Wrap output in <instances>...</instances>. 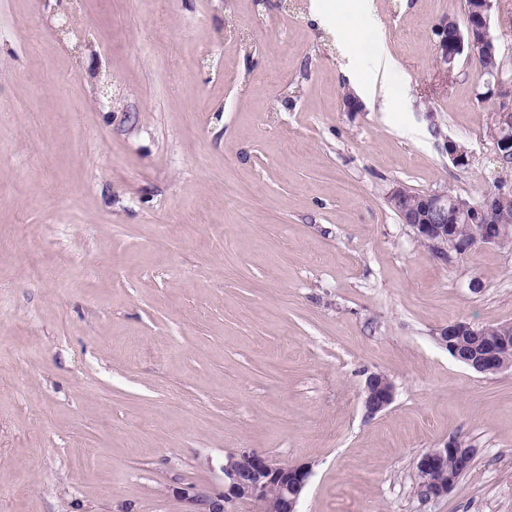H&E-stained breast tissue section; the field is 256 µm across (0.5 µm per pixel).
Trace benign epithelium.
Returning <instances> with one entry per match:
<instances>
[{"instance_id": "1", "label": "benign epithelium", "mask_w": 512, "mask_h": 512, "mask_svg": "<svg viewBox=\"0 0 512 512\" xmlns=\"http://www.w3.org/2000/svg\"><path fill=\"white\" fill-rule=\"evenodd\" d=\"M483 6L474 16L471 27L481 31L482 40L465 42L458 35L453 42L443 37L437 45L439 63L452 69L460 57L477 58L482 54L481 45H486L498 61L492 67H484L479 79L483 81L485 99H495L496 108L492 115L489 135L494 141L496 159L500 162L512 160V64L500 55L498 43L491 33L493 0H482ZM448 155L458 166L469 165L466 148L450 140ZM393 200L399 203L398 212L404 223L411 225L420 241L426 243L435 253L450 249L462 255L480 245H503L512 243V224H493L491 219L501 208L512 201V187H500L489 192L470 205L464 212L448 208V194L431 192L423 195L416 203L407 201L404 186L397 185L390 191ZM464 221L478 224L481 235L477 241L464 238L457 233V224ZM481 335L480 328L464 320L451 322L435 332L436 344L445 349L456 361L480 374H498L509 370L499 361L498 346H508L512 339V323L505 325L501 334L485 346L467 349L466 338ZM395 388L387 377L378 373L370 374L362 390V404L368 416L386 410L394 401ZM477 450L466 448L452 437L443 447L430 449L417 461V474L421 494L426 498H440L454 488L456 479H437V472L443 470L448 455H453L460 469H465L474 460ZM224 490L212 495L195 498L205 505L207 512H224L228 503H249L258 512H298V505L307 487L311 470L305 465H281L257 453L242 451L227 457L224 462Z\"/></svg>"}]
</instances>
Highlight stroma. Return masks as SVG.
<instances>
[{
    "instance_id": "obj_1",
    "label": "stroma",
    "mask_w": 512,
    "mask_h": 512,
    "mask_svg": "<svg viewBox=\"0 0 512 512\" xmlns=\"http://www.w3.org/2000/svg\"><path fill=\"white\" fill-rule=\"evenodd\" d=\"M463 4L372 0L375 74L312 0H0V512H194L244 450L310 466L299 512H512V370L432 339L512 322V247L441 257L388 203L512 184L478 62L436 60ZM501 334L494 340L489 341L482 348L471 346V351H467L466 338L469 336H484L480 332L479 326H474L470 322L459 320L448 323L435 332L433 336L436 344L445 349L448 354L456 361L464 364L468 368L480 374H498L509 370V367L499 361L500 355L496 346L507 347L510 340V327L512 333V323H505ZM395 388L388 377L379 373L370 374L362 390V404L367 416L386 410L394 401ZM448 452L458 461L461 470L469 466L476 456V449L465 448L462 443L452 437L443 447L435 448L423 453L417 461V474L419 478L420 492L425 498H440L448 495L454 488L456 479L452 473H448V481L436 478L437 472L443 470L447 460L448 470L454 471L452 461L448 459ZM455 472V471H454Z\"/></svg>"
}]
</instances>
